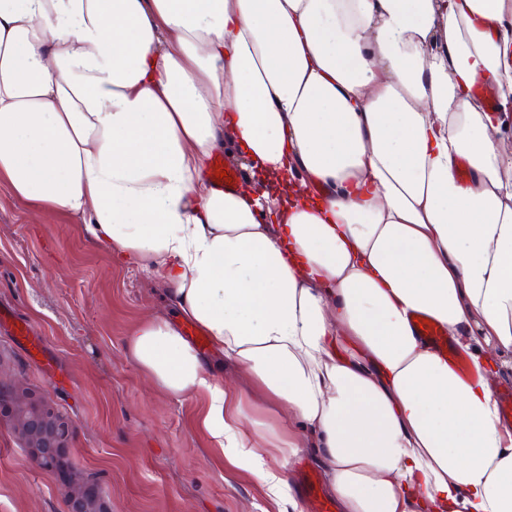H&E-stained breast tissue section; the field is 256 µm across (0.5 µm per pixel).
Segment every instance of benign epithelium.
Instances as JSON below:
<instances>
[{"mask_svg":"<svg viewBox=\"0 0 512 512\" xmlns=\"http://www.w3.org/2000/svg\"><path fill=\"white\" fill-rule=\"evenodd\" d=\"M10 396L9 406L0 412L8 418L13 430L30 449L31 461L41 469H52L53 461L70 449L72 428L70 421L47 399L30 394L22 387L9 390L0 388ZM94 504L88 484L72 486L64 512H91Z\"/></svg>","mask_w":512,"mask_h":512,"instance_id":"7a95c632","label":"benign epithelium"}]
</instances>
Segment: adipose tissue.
Segmentation results:
<instances>
[{
	"instance_id": "adipose-tissue-1",
	"label": "adipose tissue",
	"mask_w": 512,
	"mask_h": 512,
	"mask_svg": "<svg viewBox=\"0 0 512 512\" xmlns=\"http://www.w3.org/2000/svg\"><path fill=\"white\" fill-rule=\"evenodd\" d=\"M511 104L512 0H0V182L161 280L244 371L259 403L168 318L127 344L278 501L266 455L314 448L338 512H512ZM222 144L270 191L212 184ZM415 322L418 334L424 336L439 351L443 352L448 357V365L461 377L474 378L477 376L476 369L463 356L454 351L453 348L448 347L447 334L434 321L423 314H419Z\"/></svg>"
}]
</instances>
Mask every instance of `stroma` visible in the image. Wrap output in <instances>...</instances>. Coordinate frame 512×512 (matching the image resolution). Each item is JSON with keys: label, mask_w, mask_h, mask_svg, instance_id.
Listing matches in <instances>:
<instances>
[{"label": "stroma", "mask_w": 512, "mask_h": 512, "mask_svg": "<svg viewBox=\"0 0 512 512\" xmlns=\"http://www.w3.org/2000/svg\"><path fill=\"white\" fill-rule=\"evenodd\" d=\"M41 345L0 330V384L49 399L72 422L70 471L93 478L108 512H280L251 473L212 447L205 401L162 392L126 343L148 317H175L161 283L78 220L35 210L0 183V309ZM69 484L37 467L0 421V512H64Z\"/></svg>", "instance_id": "1"}]
</instances>
